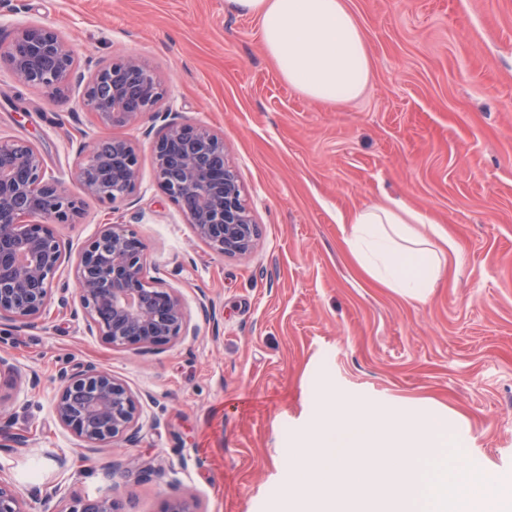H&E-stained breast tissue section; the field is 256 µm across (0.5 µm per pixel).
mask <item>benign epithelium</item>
I'll return each mask as SVG.
<instances>
[{
  "instance_id": "benign-epithelium-1",
  "label": "benign epithelium",
  "mask_w": 512,
  "mask_h": 512,
  "mask_svg": "<svg viewBox=\"0 0 512 512\" xmlns=\"http://www.w3.org/2000/svg\"><path fill=\"white\" fill-rule=\"evenodd\" d=\"M6 63L21 85L55 102L75 67L68 40L48 26L22 24L0 42ZM157 76L135 58L112 61L89 76L80 105L103 124L135 123L161 99ZM158 184L179 208L195 236L213 251L246 257L258 239L237 176L224 153V139L204 127L172 123L153 146ZM76 179L88 197L115 203L139 183L135 146L124 138L85 141L77 151ZM83 201L46 173L31 142L0 137V321L24 325L47 315L51 283L65 263L54 224L74 223ZM145 245L123 224H107L78 255L74 269L86 329L115 349L167 345L186 335L184 303L173 288L145 276ZM52 400L58 424L90 447L111 445L143 427L141 397L112 372L95 365L58 375ZM0 465V512H32L31 504L5 479ZM41 512H117L111 495L67 498L60 489L45 497ZM163 512H197L193 500L175 497Z\"/></svg>"
}]
</instances>
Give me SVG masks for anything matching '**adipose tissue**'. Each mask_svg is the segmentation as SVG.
Here are the masks:
<instances>
[{
    "label": "adipose tissue",
    "instance_id": "adipose-tissue-1",
    "mask_svg": "<svg viewBox=\"0 0 512 512\" xmlns=\"http://www.w3.org/2000/svg\"><path fill=\"white\" fill-rule=\"evenodd\" d=\"M232 11L259 19L263 48L280 78L306 98L337 105L360 97L370 79L365 34L346 0H227ZM344 243L371 279L426 301L445 263L430 241L456 244L425 212L385 198L351 211Z\"/></svg>",
    "mask_w": 512,
    "mask_h": 512
}]
</instances>
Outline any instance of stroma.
<instances>
[{"label":"stroma","mask_w":512,"mask_h":512,"mask_svg":"<svg viewBox=\"0 0 512 512\" xmlns=\"http://www.w3.org/2000/svg\"><path fill=\"white\" fill-rule=\"evenodd\" d=\"M346 3L371 76L360 98L329 106L280 79L259 21L225 0H0L1 42L49 25L79 60L58 105L1 65L0 135L34 142L73 192L84 134L133 141L141 164L125 200L86 199L76 223L54 225L67 308L0 339L15 366L0 373V464L25 498L59 487L112 494L120 512H160L176 494L199 512H282L284 451L336 395L444 412L471 465L512 486V0ZM129 55L164 99L133 125L98 124L78 105L79 76ZM170 123L223 137L259 227L250 255L211 251L159 187L153 145ZM387 196L458 245L426 302L374 282L344 244V217ZM107 224L143 241L147 278L182 297L186 336L115 350L86 332L74 264ZM89 364L149 396L142 430L94 451L51 405L59 371Z\"/></svg>","instance_id":"1"}]
</instances>
